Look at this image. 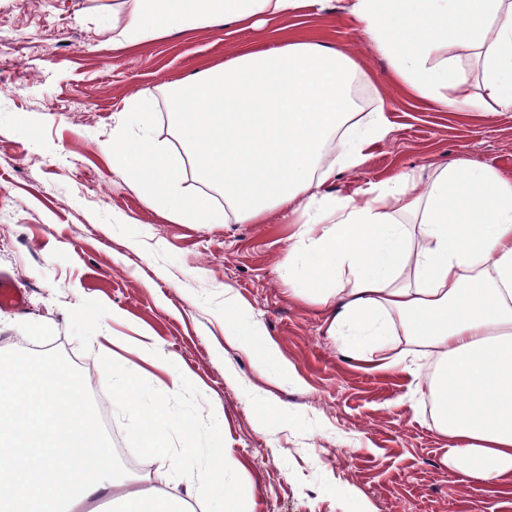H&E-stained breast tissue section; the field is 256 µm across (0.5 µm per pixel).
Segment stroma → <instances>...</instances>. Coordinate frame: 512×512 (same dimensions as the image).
Wrapping results in <instances>:
<instances>
[{
  "label": "stroma",
  "instance_id": "obj_1",
  "mask_svg": "<svg viewBox=\"0 0 512 512\" xmlns=\"http://www.w3.org/2000/svg\"><path fill=\"white\" fill-rule=\"evenodd\" d=\"M114 0H0V277L22 297L0 307V354H51L107 400L113 446L139 457L130 415L99 379L103 337L131 340L122 358L142 368L137 400L164 402L194 422L174 434L180 471L206 468L215 449L239 463L227 484L247 512H512V489L460 482L443 460L432 400L406 374L369 369L326 336L321 311L289 298L278 264L293 227L178 224L147 205L99 148L134 95L223 62L260 30L186 33L136 47L112 43ZM292 35L362 50L363 108L383 107L388 139L358 169L338 174L346 195L402 171L467 157L512 175V112L459 114L421 101L365 52L346 11H305L269 22ZM232 288L247 314L225 312ZM81 303V318L61 307ZM114 308L115 317L105 314ZM40 331H33V324ZM259 324L260 335L249 333ZM236 329L242 345L224 339ZM275 345L266 374L256 358ZM162 350L195 379L176 391L153 366ZM224 429L204 425L215 408Z\"/></svg>",
  "mask_w": 512,
  "mask_h": 512
}]
</instances>
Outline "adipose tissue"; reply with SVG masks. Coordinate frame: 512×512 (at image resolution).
Segmentation results:
<instances>
[{
	"instance_id": "obj_1",
	"label": "adipose tissue",
	"mask_w": 512,
	"mask_h": 512,
	"mask_svg": "<svg viewBox=\"0 0 512 512\" xmlns=\"http://www.w3.org/2000/svg\"><path fill=\"white\" fill-rule=\"evenodd\" d=\"M369 48L415 96L452 112H512V0H346ZM325 0H118L112 42L132 47L172 33L233 24L256 28ZM466 50L481 93L448 51ZM357 53L314 36L274 30L265 47L163 84L174 144L152 134L155 104L134 98L127 124L100 148L142 200L181 224H295L281 267L288 295L327 314L328 336L373 368L428 390L445 459L462 482L512 488V175L451 157L430 175L405 171L350 195L328 192L337 173L363 165L390 126L383 111L354 117ZM453 95H445V88ZM336 155L322 164L326 147ZM201 192H183L187 177ZM223 198L216 208L215 198ZM413 346L419 361L397 347ZM101 377L151 455L168 454L185 419L141 408V368L99 351ZM86 384L56 357L0 356V512H192L193 497L224 491L236 461L189 477L191 493L131 487L95 426Z\"/></svg>"
}]
</instances>
